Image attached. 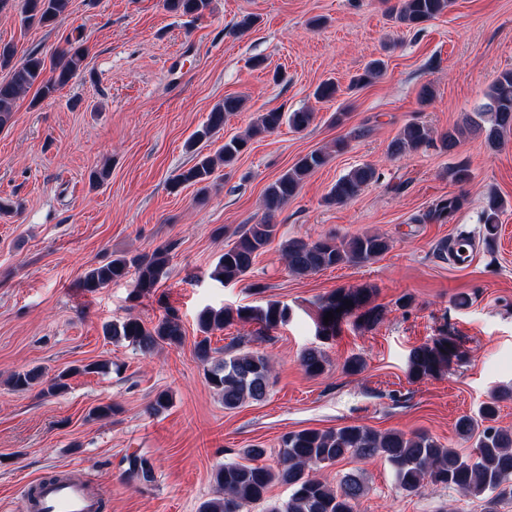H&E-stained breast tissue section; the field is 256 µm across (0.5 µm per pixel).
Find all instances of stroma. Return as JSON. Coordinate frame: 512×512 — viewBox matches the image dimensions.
<instances>
[{"mask_svg":"<svg viewBox=\"0 0 512 512\" xmlns=\"http://www.w3.org/2000/svg\"><path fill=\"white\" fill-rule=\"evenodd\" d=\"M397 0H210L200 16L168 11L164 0H71L50 26H22L23 0L0 10V45L15 60L34 53L52 61L69 44L87 49L76 76L53 96L29 92L0 128V200L20 203L0 216V512H24L19 488L60 473L105 487L103 512H198L215 495V470L242 461L246 448H267L276 461L282 435L304 428L360 424L384 432L425 431L470 452L457 419L477 410L501 385L512 384V134L490 149L479 132L465 133L453 153L430 149L398 159L388 146L411 121L434 134L479 111L497 74L512 69V0H454L442 16L407 28L389 16ZM254 16L255 26L237 22ZM383 74L349 90L371 59ZM336 78V101L316 102L315 87ZM432 84L434 99L418 92ZM240 112L210 140L216 153L243 133L257 113L311 108L302 132L281 127L258 137L231 166L219 168L206 192L173 186L189 168L186 143L224 98ZM346 111L334 124L332 115ZM276 213L278 233L241 281L211 278L224 248L243 225L263 215L265 188L300 157L332 149ZM466 162L470 182L449 170ZM103 184L91 175L103 164ZM370 164L380 178L344 205L325 195L352 168ZM504 200L498 234L482 239L480 215L489 191ZM463 194L449 223L429 219L440 199ZM380 233L392 241L383 256L306 277L288 273L285 241ZM470 238L473 260L460 268L442 259L443 241ZM169 250V274L154 293L134 296V277L93 293L84 273L120 255ZM340 287L372 289L383 311L371 328L343 324L336 339L317 334V304ZM287 306L286 323L264 333L235 324L209 337L217 352L243 337L247 349L270 356L276 379L268 396L227 410L209 385L195 347L198 316L207 308ZM179 317L180 346L142 354L105 338V324L128 317L150 323L167 311ZM457 336L465 356L437 378L412 381L410 351L442 334ZM321 348L323 375H307L300 356ZM361 358L350 373L346 362ZM107 360L100 374L76 368ZM42 368L46 378L69 371L67 390L45 397L13 390L15 372ZM172 403L155 414L160 392ZM111 404L110 418L91 410ZM147 455L155 481L131 483L132 453ZM361 475L360 512H512V500L487 508L484 498L439 486L409 494L383 458H347L323 468L329 480Z\"/></svg>","mask_w":512,"mask_h":512,"instance_id":"obj_1","label":"stroma"}]
</instances>
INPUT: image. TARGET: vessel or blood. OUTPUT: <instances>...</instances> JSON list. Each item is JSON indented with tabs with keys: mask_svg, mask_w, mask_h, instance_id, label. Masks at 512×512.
I'll list each match as a JSON object with an SVG mask.
<instances>
[{
	"mask_svg": "<svg viewBox=\"0 0 512 512\" xmlns=\"http://www.w3.org/2000/svg\"><path fill=\"white\" fill-rule=\"evenodd\" d=\"M26 512H100L101 500L84 482H32L24 488Z\"/></svg>",
	"mask_w": 512,
	"mask_h": 512,
	"instance_id": "obj_1",
	"label": "vessel or blood"
}]
</instances>
